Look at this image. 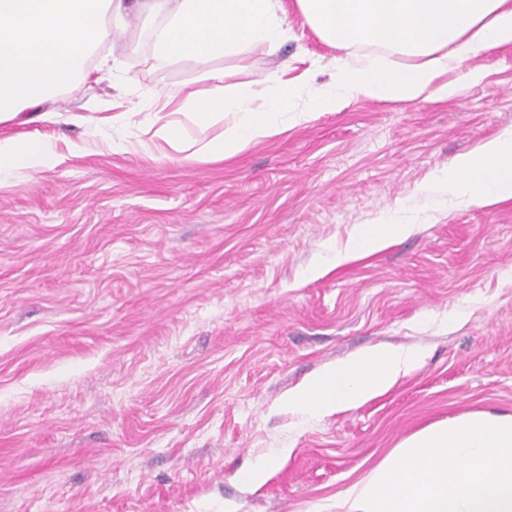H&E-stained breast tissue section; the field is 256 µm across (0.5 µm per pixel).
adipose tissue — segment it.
Segmentation results:
<instances>
[{
    "label": "adipose tissue",
    "mask_w": 512,
    "mask_h": 512,
    "mask_svg": "<svg viewBox=\"0 0 512 512\" xmlns=\"http://www.w3.org/2000/svg\"><path fill=\"white\" fill-rule=\"evenodd\" d=\"M309 28L338 49L379 46L414 57V64L388 69L378 57L337 61L336 78L296 111L333 112L348 98L447 99L460 86L449 80L470 56L512 45V0H296ZM140 13L162 16L152 47L162 61L191 59L201 79L223 82L214 66L227 52L262 45L276 50L288 34L282 0H141ZM124 0H0V123L44 119L53 89L86 76V60L113 30L126 27ZM287 108L272 96L236 89L220 97L189 93L170 111L153 113L142 135L161 141L190 159H221L286 130ZM208 128L231 117L222 136L196 144L184 140L182 117ZM52 143L38 138H0V171L41 173L58 165ZM449 194L478 206L512 199V128L449 163L435 176ZM398 221L359 224L337 262L377 252L410 235ZM423 358L421 350L373 347L329 365L289 391L290 411L326 417L356 409L387 393Z\"/></svg>",
    "instance_id": "adipose-tissue-1"
}]
</instances>
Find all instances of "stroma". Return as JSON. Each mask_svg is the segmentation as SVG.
<instances>
[{"instance_id":"1","label":"stroma","mask_w":512,"mask_h":512,"mask_svg":"<svg viewBox=\"0 0 512 512\" xmlns=\"http://www.w3.org/2000/svg\"><path fill=\"white\" fill-rule=\"evenodd\" d=\"M283 3L287 39L216 61L225 89L291 105L273 71L314 66L323 89L337 58L366 54L328 46ZM129 19L87 63L99 80L57 90L50 120L0 123L62 157L0 182V512H325L419 430L512 415V200L460 203L431 180L512 126V45L463 62L458 96H357L193 161L162 142L112 148L154 97L218 89L192 60L154 56V18ZM387 217L414 232L337 263L355 225ZM384 343L424 349L423 365L346 413L281 408ZM276 448L289 455L265 483L239 481Z\"/></svg>"}]
</instances>
